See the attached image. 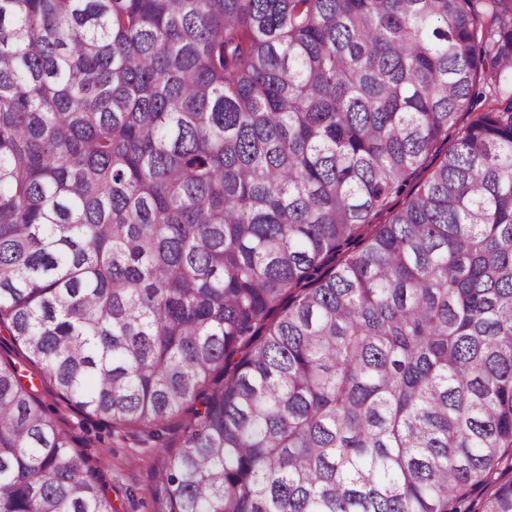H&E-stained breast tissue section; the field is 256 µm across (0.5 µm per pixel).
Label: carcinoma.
Returning a JSON list of instances; mask_svg holds the SVG:
<instances>
[{
    "label": "carcinoma",
    "instance_id": "obj_1",
    "mask_svg": "<svg viewBox=\"0 0 512 512\" xmlns=\"http://www.w3.org/2000/svg\"><path fill=\"white\" fill-rule=\"evenodd\" d=\"M2 327L154 512H512V0H0ZM88 462L0 361V512Z\"/></svg>",
    "mask_w": 512,
    "mask_h": 512
}]
</instances>
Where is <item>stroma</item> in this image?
<instances>
[{
    "label": "stroma",
    "mask_w": 512,
    "mask_h": 512,
    "mask_svg": "<svg viewBox=\"0 0 512 512\" xmlns=\"http://www.w3.org/2000/svg\"><path fill=\"white\" fill-rule=\"evenodd\" d=\"M0 359L17 362L23 383L33 387L62 432L88 443L115 512H153L152 472L159 463L154 439L140 427L118 429L68 404L49 380L22 361L4 330L0 331Z\"/></svg>",
    "instance_id": "stroma-1"
}]
</instances>
